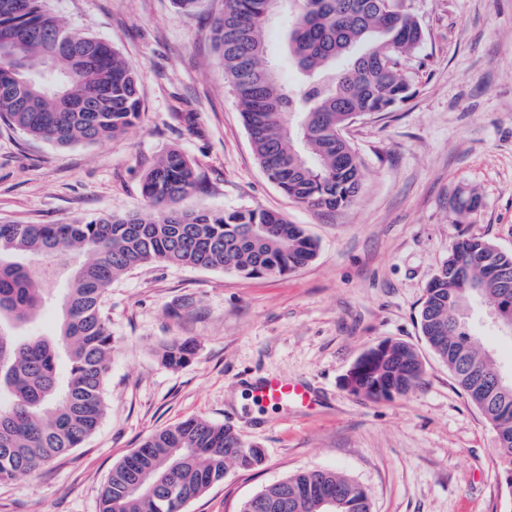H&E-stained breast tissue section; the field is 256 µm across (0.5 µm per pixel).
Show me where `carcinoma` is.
I'll use <instances>...</instances> for the list:
<instances>
[{
	"label": "carcinoma",
	"mask_w": 512,
	"mask_h": 512,
	"mask_svg": "<svg viewBox=\"0 0 512 512\" xmlns=\"http://www.w3.org/2000/svg\"><path fill=\"white\" fill-rule=\"evenodd\" d=\"M288 3V58L298 76L282 81L266 65L265 27ZM380 0H224L211 22L224 77L242 107L259 165L296 202L316 210L351 205L360 187L359 158L338 134L361 116L387 112L403 101L408 83L400 66L418 48L422 29L414 15L383 12ZM89 46L77 64L57 54L60 44ZM0 45L37 80L34 105L0 92V121L58 146L123 135L140 115L137 75L103 38L75 32L47 0H0ZM88 100L91 112H67L63 99ZM199 188L194 164L171 149L145 173L144 208L129 216L95 217L75 224H0V482L53 463L98 428L113 339L104 309L112 281L145 264L221 269L246 278L283 277L312 262L318 244L299 224L269 210L191 211L181 200ZM512 268V253L463 236L428 284L420 311L422 335L448 366L458 387L479 409L487 392L473 374L493 373L487 351L470 338L448 300L479 290L478 300L512 296L490 266ZM68 270L57 333L29 331L46 301V282ZM448 340L433 341L435 324ZM170 368L188 364L195 343L172 338L158 351ZM417 351L395 342L388 357L368 361L357 391L375 399L403 395L422 371L402 360ZM501 431V462L512 473V400L493 416ZM263 453L230 426L189 419L148 437L116 464L101 490V512H183L185 504L224 479L231 466L250 468ZM150 479L139 482L142 471ZM292 496L287 512H313L319 486L341 491L348 512H371L366 491L331 470L310 469L281 478L247 498L240 512H279L282 486Z\"/></svg>",
	"instance_id": "cac0c4a2"
}]
</instances>
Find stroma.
I'll return each instance as SVG.
<instances>
[{"mask_svg":"<svg viewBox=\"0 0 512 512\" xmlns=\"http://www.w3.org/2000/svg\"><path fill=\"white\" fill-rule=\"evenodd\" d=\"M424 39L405 62L408 98L345 131L361 161L347 208L311 210L260 167L224 79L210 25L221 0L193 14L173 0H48L74 31L112 42L137 72L139 120L120 137L60 147L0 122V224H72L141 210L145 172L170 149L201 184L186 210H273L318 242L285 277L147 264L106 296L114 348L105 415L71 454L0 483V512H100L113 467L153 432L190 418L231 426L263 448L262 464L230 468L184 512H238L294 473L338 471L372 512H512L499 438L430 350L419 323L425 289L460 236L512 253V0H408ZM479 204L457 212L455 197ZM470 331L503 370L512 340L487 306ZM196 353L179 369L156 351L174 338ZM415 348L423 362L407 394L375 400L343 379L377 343ZM270 375L308 383L313 406L262 407Z\"/></svg>","mask_w":512,"mask_h":512,"instance_id":"obj_1","label":"stroma"}]
</instances>
